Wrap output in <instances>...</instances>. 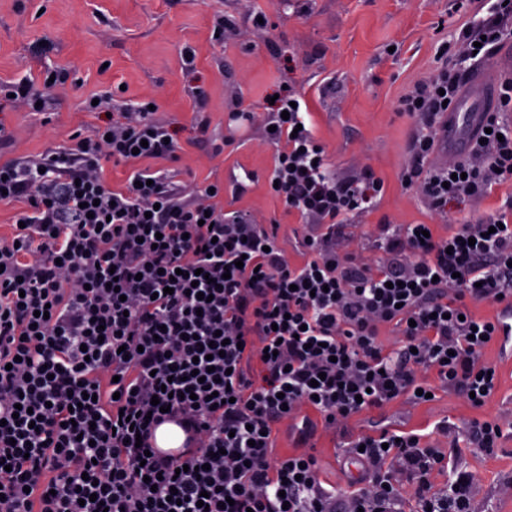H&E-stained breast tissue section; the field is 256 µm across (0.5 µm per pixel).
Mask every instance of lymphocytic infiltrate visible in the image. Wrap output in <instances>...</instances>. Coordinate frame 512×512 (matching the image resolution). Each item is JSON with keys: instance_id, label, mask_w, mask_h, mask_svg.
Masks as SVG:
<instances>
[{"instance_id": "obj_1", "label": "lymphocytic infiltrate", "mask_w": 512, "mask_h": 512, "mask_svg": "<svg viewBox=\"0 0 512 512\" xmlns=\"http://www.w3.org/2000/svg\"><path fill=\"white\" fill-rule=\"evenodd\" d=\"M511 38L512 0L460 32L481 61ZM440 53L400 109L420 119L403 182L444 218L512 179V124L490 120L466 160L429 165L466 79L450 45ZM269 123V180L313 222L300 264L278 225L185 201L163 170H136L121 190L98 177L105 161L174 157L148 109L0 166V202L25 205L0 238V512H401L409 492L417 512H471L479 476L431 490L445 449L349 423L439 389L474 408L493 396L486 351L512 311V199L447 236L431 224L424 238L412 224L358 236L349 217L375 207L381 180L337 178L295 94ZM480 303L497 316H477ZM166 423L185 434L178 453L156 448ZM279 424L298 451L274 454ZM321 427L346 436L344 458L365 471L351 490L320 475L308 446Z\"/></svg>"}]
</instances>
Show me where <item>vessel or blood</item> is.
<instances>
[{
    "instance_id": "vessel-or-blood-1",
    "label": "vessel or blood",
    "mask_w": 512,
    "mask_h": 512,
    "mask_svg": "<svg viewBox=\"0 0 512 512\" xmlns=\"http://www.w3.org/2000/svg\"><path fill=\"white\" fill-rule=\"evenodd\" d=\"M496 103V88L486 80H473L461 100L449 111L448 123L442 129L447 142L448 158L466 153L470 140L487 123Z\"/></svg>"
}]
</instances>
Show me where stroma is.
<instances>
[{
  "label": "stroma",
  "mask_w": 512,
  "mask_h": 512,
  "mask_svg": "<svg viewBox=\"0 0 512 512\" xmlns=\"http://www.w3.org/2000/svg\"><path fill=\"white\" fill-rule=\"evenodd\" d=\"M455 0H0V84L20 78L67 76L40 111L0 99V123L17 131L0 146V165L30 161L73 145L74 133L89 135L102 112H128L154 103V118L174 132V158L152 161L176 174L185 200L212 182L223 183L225 210L279 224L287 241L310 233L300 216L285 211L269 185L276 149L265 140L269 100L291 89L302 95L312 126L337 176L368 168L385 185L377 206L357 214L354 234L378 224H435L439 234L476 223L512 196V180L479 201L451 209L436 222L427 204L405 189L402 173L412 120L399 112L402 96L435 68L437 47L468 23ZM195 52L193 65L183 60ZM100 94L101 113L84 101ZM252 109L249 126L229 122L230 113ZM206 113L207 130L194 123ZM253 172L238 196L230 190L243 171ZM500 384L483 407L438 392L433 401L396 404L362 412L353 431L378 428L431 434L447 423L445 466L432 481L447 491L458 473L483 482L474 512H512V435L482 450L465 441L470 421L512 411V358L489 349ZM322 478L344 488L357 472L345 468L339 440L317 433L312 441Z\"/></svg>",
  "instance_id": "stroma-1"
}]
</instances>
